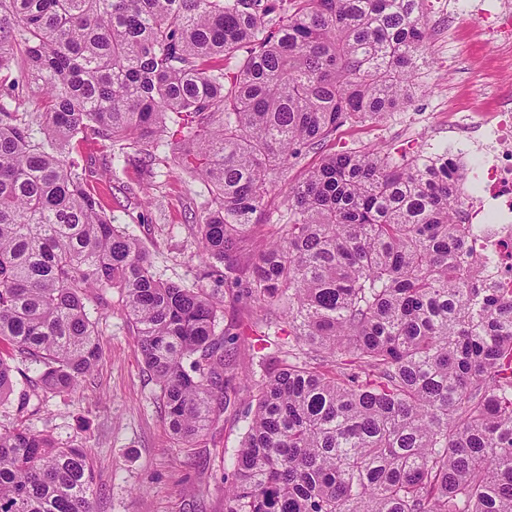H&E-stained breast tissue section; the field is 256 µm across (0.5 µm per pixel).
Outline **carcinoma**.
Listing matches in <instances>:
<instances>
[{
	"instance_id": "1",
	"label": "carcinoma",
	"mask_w": 512,
	"mask_h": 512,
	"mask_svg": "<svg viewBox=\"0 0 512 512\" xmlns=\"http://www.w3.org/2000/svg\"><path fill=\"white\" fill-rule=\"evenodd\" d=\"M423 2L0 0V85L41 106L0 104V342L67 392L100 356L89 295L114 290L186 448L254 383L224 512H512V303L476 279L448 161L329 153L242 260L273 176L408 103ZM164 134L208 189L200 262L288 325L256 383L231 359L241 327L216 333L224 299L157 278L76 158L133 149L150 174ZM13 385L0 356V401ZM0 512H96L84 450L1 428ZM0 98L12 101V108L17 112H39V96L32 94L28 90L15 89L14 91L8 86L0 87Z\"/></svg>"
}]
</instances>
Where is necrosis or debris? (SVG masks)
<instances>
[{"mask_svg":"<svg viewBox=\"0 0 512 512\" xmlns=\"http://www.w3.org/2000/svg\"><path fill=\"white\" fill-rule=\"evenodd\" d=\"M461 131L472 133L483 162L475 175L479 191L465 197L458 218L475 226L471 246L492 272L493 287L512 297V98L483 116L449 112V134Z\"/></svg>","mask_w":512,"mask_h":512,"instance_id":"4bbe7bcc","label":"necrosis or debris"}]
</instances>
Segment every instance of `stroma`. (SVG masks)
Here are the masks:
<instances>
[{
  "instance_id": "1",
  "label": "stroma",
  "mask_w": 512,
  "mask_h": 512,
  "mask_svg": "<svg viewBox=\"0 0 512 512\" xmlns=\"http://www.w3.org/2000/svg\"><path fill=\"white\" fill-rule=\"evenodd\" d=\"M480 6L481 0H425L430 39L412 101L378 119L341 127L331 149H377L399 164L445 143L448 102L466 112L491 111L496 91L478 86L474 75L491 70L512 78V48H495L479 37L473 20ZM82 153L113 223L128 227L142 241L157 278L223 292V284L203 275L190 222L200 214L207 190L177 175L171 146L162 143L155 149L151 177L143 173L137 155L118 159L111 148L94 144L83 146ZM321 157L320 151L308 152L276 175L254 219L257 242L276 232L290 188ZM89 305L100 315V359L92 382L59 393L43 389L36 372L17 374L13 394L0 404V426L24 425L61 445L83 448L99 512H224V454L237 447L243 427L238 411L253 388H245L234 405L220 411L194 447H179L163 423L159 388L145 369L117 295L97 292ZM264 319L258 307L225 300L222 326L242 325L249 338L235 353L238 363L251 365L256 353L250 342L264 334Z\"/></svg>"
}]
</instances>
